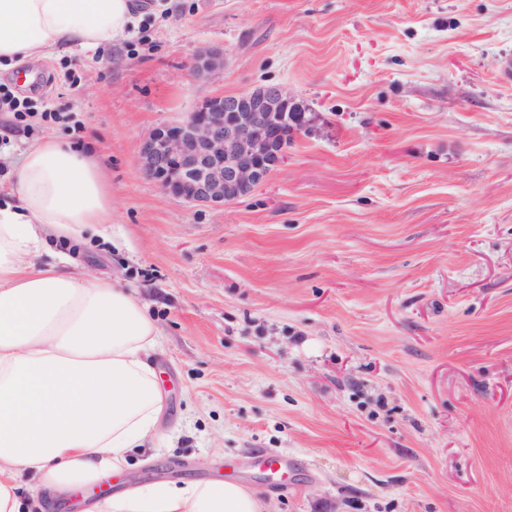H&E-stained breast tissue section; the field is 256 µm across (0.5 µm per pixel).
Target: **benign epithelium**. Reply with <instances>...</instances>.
<instances>
[{"mask_svg":"<svg viewBox=\"0 0 512 512\" xmlns=\"http://www.w3.org/2000/svg\"><path fill=\"white\" fill-rule=\"evenodd\" d=\"M224 70V50L207 47L192 63L207 80ZM305 104L275 85L204 99L181 120L154 128L138 146L140 171L167 195L222 208L248 196L277 168L284 127Z\"/></svg>","mask_w":512,"mask_h":512,"instance_id":"1","label":"benign epithelium"}]
</instances>
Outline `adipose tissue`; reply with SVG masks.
Listing matches in <instances>:
<instances>
[{"label":"adipose tissue","mask_w":512,"mask_h":512,"mask_svg":"<svg viewBox=\"0 0 512 512\" xmlns=\"http://www.w3.org/2000/svg\"><path fill=\"white\" fill-rule=\"evenodd\" d=\"M138 0H0V71L57 48L107 46ZM92 154L48 135L0 182V512H34L122 472L156 432L160 331L120 279L80 272L51 241L112 236ZM89 512H267L233 480L127 485Z\"/></svg>","instance_id":"adipose-tissue-1"}]
</instances>
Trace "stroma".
Here are the masks:
<instances>
[{
    "label": "stroma",
    "instance_id": "35a3bbf8",
    "mask_svg": "<svg viewBox=\"0 0 512 512\" xmlns=\"http://www.w3.org/2000/svg\"><path fill=\"white\" fill-rule=\"evenodd\" d=\"M117 43L1 71L0 177L51 133L90 150L120 246L60 243L154 317L166 410L137 481L288 455L269 512H512V0H140ZM208 46L224 70L191 71ZM278 85L310 130L243 200L164 194L140 139ZM38 103L30 97L19 98L10 90L0 87V111L12 112L17 125L26 122L38 112Z\"/></svg>",
    "mask_w": 512,
    "mask_h": 512
}]
</instances>
